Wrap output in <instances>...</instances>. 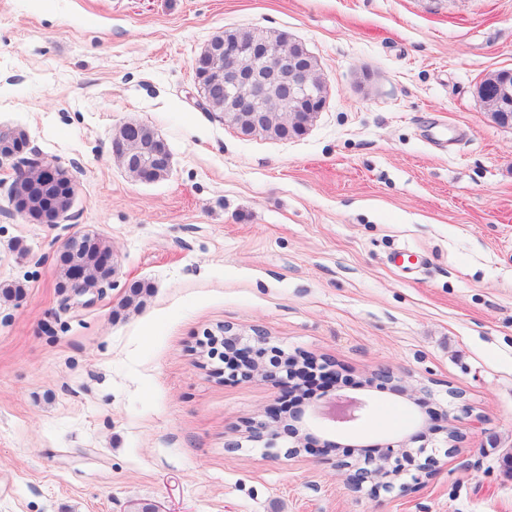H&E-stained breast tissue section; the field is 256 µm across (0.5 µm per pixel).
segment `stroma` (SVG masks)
Segmentation results:
<instances>
[{
    "instance_id": "1",
    "label": "stroma",
    "mask_w": 512,
    "mask_h": 512,
    "mask_svg": "<svg viewBox=\"0 0 512 512\" xmlns=\"http://www.w3.org/2000/svg\"><path fill=\"white\" fill-rule=\"evenodd\" d=\"M237 29L315 57L327 103L304 135L200 107L193 60ZM501 70L512 0H0V130L76 185L38 224L0 161V288L23 289L0 296V512H512V127L478 98ZM128 122L167 142L164 179L113 155ZM83 233L116 268L77 299L59 254ZM224 326L330 360L369 413L317 452L227 451L290 397L217 377L197 349ZM383 368L434 401L365 386ZM444 409L463 441L423 484L349 488L337 459Z\"/></svg>"
}]
</instances>
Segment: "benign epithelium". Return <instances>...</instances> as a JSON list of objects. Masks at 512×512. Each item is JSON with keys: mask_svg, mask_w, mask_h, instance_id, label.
<instances>
[{"mask_svg": "<svg viewBox=\"0 0 512 512\" xmlns=\"http://www.w3.org/2000/svg\"><path fill=\"white\" fill-rule=\"evenodd\" d=\"M315 66L313 56L301 50L298 56L288 54V47L263 44L243 46L224 41L209 44L193 62L196 83L228 95L230 109L234 112L249 113L261 119V113L271 105L274 93L285 96L290 111L295 114L294 135H303L313 118L323 110L327 95L325 88L309 82L306 71ZM124 166L136 170L143 182H152L159 168L170 169L171 153L162 139L152 143L149 150L137 155H120ZM39 170L46 179L45 186L60 184L68 199L75 196V185L67 171L52 163L41 161ZM17 213L40 224H58L65 219L66 211H47L39 215L31 214L20 201L12 199ZM243 336L224 328V336L210 338V347L222 344L224 360L229 371L228 378L253 379L260 377L274 383H285L288 391L297 390L298 380L309 374L307 366L317 364L309 356L284 355L275 346L269 345L268 337L255 330L252 344L242 343ZM394 384V389L415 404H423L432 399V390L424 385L402 386L395 383L394 373L383 369L373 374L368 384ZM370 403L366 399L338 394L326 405L313 410L311 414L300 410L287 414L283 407L273 406L265 411L263 419L252 422L246 430L247 440L260 443L271 456L278 455V440L284 436L292 439L287 454L293 456L300 449L314 450L317 438L312 432L314 419L319 418L336 424V429H351L368 413ZM419 444L417 453H412V444ZM436 446L433 440L423 434H412L397 439H389L376 445L374 455L361 462L342 461L339 468L346 471L347 484L355 491L370 484V494L374 497L394 490L406 492L410 482L420 483L432 475L438 465Z\"/></svg>", "mask_w": 512, "mask_h": 512, "instance_id": "benign-epithelium-1", "label": "benign epithelium"}]
</instances>
